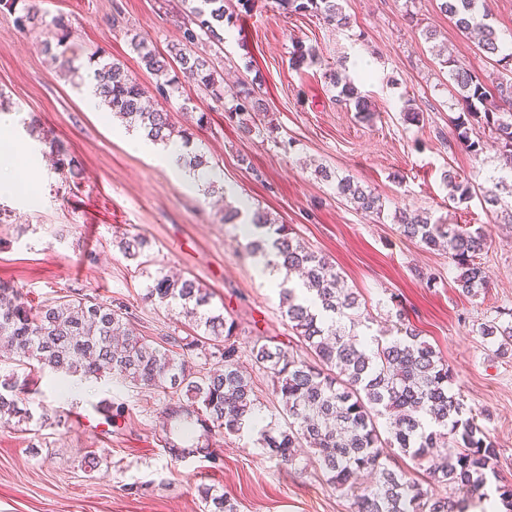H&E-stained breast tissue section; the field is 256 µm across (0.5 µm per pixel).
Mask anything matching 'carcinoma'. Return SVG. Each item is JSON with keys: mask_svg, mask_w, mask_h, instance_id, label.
Returning a JSON list of instances; mask_svg holds the SVG:
<instances>
[{"mask_svg": "<svg viewBox=\"0 0 512 512\" xmlns=\"http://www.w3.org/2000/svg\"><path fill=\"white\" fill-rule=\"evenodd\" d=\"M287 13H311L338 27L349 25L342 0H276ZM440 12L455 20L462 33L476 31L479 44L495 63L498 76L480 75L455 65L451 55L438 49L455 95L466 105V116L456 118V139L471 156L479 158L486 148L469 135L468 124L476 121L493 135L502 167L512 169V51L504 50L492 14L485 0H440ZM234 13L224 0H200L193 19L183 24L179 43L165 57L143 40L131 45L155 76V90L168 99L179 91L181 78L196 81L214 97L223 96L222 81L210 60L195 51L208 41H224V24L233 23ZM56 48L64 55L70 49L72 30L62 17L53 20ZM99 103L146 137L171 143L173 138L190 142L189 129L177 126L166 110L143 106L144 87L123 67L112 61L96 64L89 74ZM330 83L340 88L336 103L352 107L368 118V99L348 76L333 72ZM495 84L497 95L489 91ZM228 118L255 113L260 103L244 89L232 96ZM39 142L50 145L60 156V170L76 175L77 165L65 160L62 145L47 134ZM178 163L203 177L206 193L219 191L209 177V161L196 151L182 153ZM324 180L336 183V192L355 209L377 217L383 215L382 198L371 188L350 177L333 176L323 166L315 169ZM443 182L451 196L468 201L481 195L494 207L500 220L512 223V202L501 197L512 184L493 180L475 187L450 167ZM400 233L432 251H444L460 270L455 286L464 296H474L486 287L488 275L480 256L488 248V228L467 224H440L427 212L394 213ZM248 229L253 240L249 253L267 258L286 271L301 273L307 291L315 299L301 298L294 288L280 289L288 325L305 349L306 356L293 355L280 345L254 344L249 358L255 368L270 374L273 393L288 429L276 433L260 430L258 443L279 460L296 464L298 451L307 447L316 457L327 484L351 501L353 512H468L469 499L497 477L498 448L484 414L467 406L451 392L454 379L442 353L406 321L402 310L395 312V332L374 336L363 342L345 329L366 321V308L359 296L345 287L343 277L324 256L312 251L291 235L287 225L278 224L259 208L250 215ZM148 242L138 236L119 241L127 259L141 267ZM145 298L177 306L193 324L203 330L202 345L217 350L218 366L194 364L177 352L155 346L129 328V313L74 293L54 301L30 305L15 288L0 284V363L29 369L27 376L49 370L80 379H98L106 374L134 385L173 394L183 392L191 407L173 409L166 433L176 437L169 444L178 454L194 456L208 452L203 438L211 432L238 434L253 428L259 420L262 402L252 377L244 373L237 347L238 324L211 308L212 294L188 278H171L162 272L148 275ZM478 334L494 346V354L512 356V320L495 317L479 325ZM13 377L0 380V424L14 418L33 419L19 407L18 388ZM385 419L380 427L379 419ZM415 466L425 467L427 484L407 477L394 451ZM454 487L462 497L451 500L436 492Z\"/></svg>", "mask_w": 512, "mask_h": 512, "instance_id": "obj_1", "label": "carcinoma"}]
</instances>
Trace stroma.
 Masks as SVG:
<instances>
[{"mask_svg":"<svg viewBox=\"0 0 512 512\" xmlns=\"http://www.w3.org/2000/svg\"><path fill=\"white\" fill-rule=\"evenodd\" d=\"M36 25L20 28V8L0 5V168L15 175L17 190L0 196V283L19 288L38 305L76 291L127 309L138 335L157 344L193 336L177 310L145 301L146 275L118 248L139 235L149 247L148 269L196 280L212 304L239 325L237 345L288 346L292 333L279 291L247 254L242 221L227 224L213 197L186 185L157 156L135 148L138 133L113 117L90 93L83 77L91 53L119 63L153 90L155 77L141 65L132 37L167 53L181 39V24L198 0H26ZM438 0H346L350 27L339 29L312 15H288L276 0H255L238 13L223 46H200L224 80V99L183 81L171 99H158L176 125L192 129V147L205 153L224 185L225 203L262 208L290 225L310 249L326 256L347 287L365 301L371 322L358 329L367 338L388 329L392 302L442 352L453 370V392L482 411L499 448L498 472L512 482V357L499 358L478 335L480 323L512 309V224L494 222L481 199L457 204L442 173L455 168L477 182L496 174V147L472 159L453 139L462 111L436 55L445 45L461 65L485 74L492 62L476 40L440 13ZM72 26L68 61L43 50L52 40V20ZM437 33L436 41L425 37ZM315 48L316 60L296 62V47ZM345 65L368 95L372 118L337 105L339 93L325 74ZM253 89L263 104L257 131L228 120L229 94ZM423 115L403 120L406 104ZM209 122L197 128L199 113ZM39 121L51 138L80 162L64 177L48 145L33 139L23 119ZM324 165L350 175L383 200L376 217L337 196L315 175ZM429 212L443 224L486 225L492 241L481 261L489 286L478 296L458 293V268L447 254L423 249L403 237L396 210ZM436 273L426 286L423 273ZM43 372L29 399L31 422L0 428V512H208L200 493L231 498L238 512H352L333 491L314 456L302 453L287 467L259 445L257 433H213L209 451L182 458L164 443L169 409L188 407L162 391L121 379L68 381ZM106 404L111 418L94 414V427L71 421L74 411ZM100 463L85 465L89 454Z\"/></svg>","mask_w":512,"mask_h":512,"instance_id":"stroma-1","label":"stroma"}]
</instances>
